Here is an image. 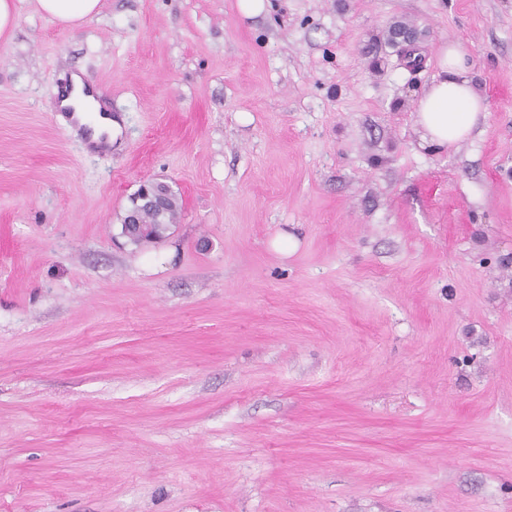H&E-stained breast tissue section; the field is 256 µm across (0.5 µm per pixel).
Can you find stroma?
<instances>
[{
	"instance_id": "1",
	"label": "stroma",
	"mask_w": 512,
	"mask_h": 512,
	"mask_svg": "<svg viewBox=\"0 0 512 512\" xmlns=\"http://www.w3.org/2000/svg\"><path fill=\"white\" fill-rule=\"evenodd\" d=\"M265 2L102 0L69 30L19 0L0 512H512V0ZM451 42L487 115L427 149ZM74 73L111 151L59 109ZM154 178L181 216L136 247Z\"/></svg>"
}]
</instances>
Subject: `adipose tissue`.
Wrapping results in <instances>:
<instances>
[{
    "label": "adipose tissue",
    "instance_id": "ef3b65f1",
    "mask_svg": "<svg viewBox=\"0 0 512 512\" xmlns=\"http://www.w3.org/2000/svg\"><path fill=\"white\" fill-rule=\"evenodd\" d=\"M38 10L65 29H73L98 14L100 0H36ZM439 71L416 99V122L426 148H453L472 138L485 118V99L479 91L465 48L445 45Z\"/></svg>",
    "mask_w": 512,
    "mask_h": 512
}]
</instances>
